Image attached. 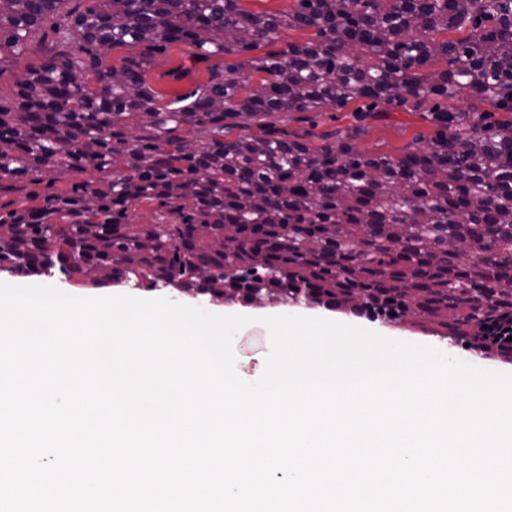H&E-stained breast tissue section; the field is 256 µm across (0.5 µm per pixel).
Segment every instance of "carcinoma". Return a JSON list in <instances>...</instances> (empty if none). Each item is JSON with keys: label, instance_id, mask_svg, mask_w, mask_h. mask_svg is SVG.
<instances>
[{"label": "carcinoma", "instance_id": "1", "mask_svg": "<svg viewBox=\"0 0 512 512\" xmlns=\"http://www.w3.org/2000/svg\"><path fill=\"white\" fill-rule=\"evenodd\" d=\"M67 2L0 0V66ZM74 2L16 81L14 109L0 107L1 271L216 302L382 301L455 335L478 310L512 306V118L496 117L512 115V0H297L275 13L241 0ZM295 29L314 37L283 41ZM281 41L164 106L143 78L174 43L204 59ZM129 43L141 57L109 63ZM246 67L265 74L255 88ZM460 93L492 110L448 111ZM353 101L356 123L320 145L264 121ZM384 106L422 113L434 136L397 157L359 153L363 122ZM138 204L155 223H130Z\"/></svg>", "mask_w": 512, "mask_h": 512}]
</instances>
